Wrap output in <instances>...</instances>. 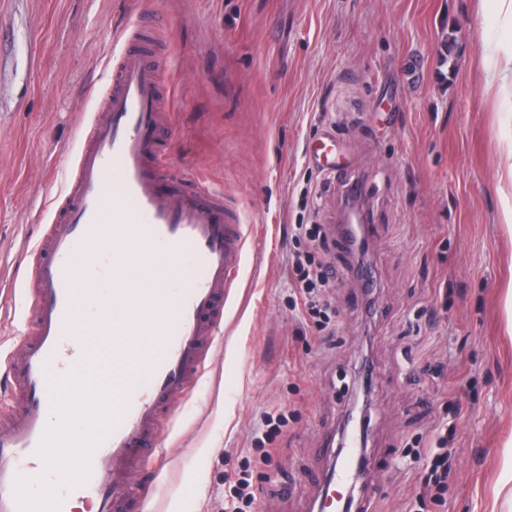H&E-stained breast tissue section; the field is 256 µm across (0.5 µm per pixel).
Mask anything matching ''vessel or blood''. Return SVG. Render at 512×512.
I'll return each mask as SVG.
<instances>
[{
	"instance_id": "1",
	"label": "vessel or blood",
	"mask_w": 512,
	"mask_h": 512,
	"mask_svg": "<svg viewBox=\"0 0 512 512\" xmlns=\"http://www.w3.org/2000/svg\"><path fill=\"white\" fill-rule=\"evenodd\" d=\"M153 39L144 15L120 32L112 93L87 125L46 240L33 250L31 332L22 351L4 361L24 404L0 425V512L64 510L59 494L40 499L33 488L51 456L49 431L68 433L62 386L82 381L98 361L93 342L72 338L81 304L96 293L75 258L99 245L104 225H111L113 243L150 255L144 272L154 286L140 294L124 288L117 254L100 269L115 284L113 304L126 311L113 320L112 333L130 337L135 350L129 357L113 348L119 399L89 424L81 454L58 473L61 484L94 500L97 512H128L127 473L155 447L162 416L173 415L202 372L239 280L246 237L236 209L223 188L181 177L167 161L171 114ZM342 190L347 216L339 237L350 252L357 224L370 220L371 193L359 177Z\"/></svg>"
}]
</instances>
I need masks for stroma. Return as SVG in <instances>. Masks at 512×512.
Wrapping results in <instances>:
<instances>
[{"label":"stroma","mask_w":512,"mask_h":512,"mask_svg":"<svg viewBox=\"0 0 512 512\" xmlns=\"http://www.w3.org/2000/svg\"><path fill=\"white\" fill-rule=\"evenodd\" d=\"M144 13L161 25L168 160L223 187L247 247L223 339L131 492L145 512H228L245 476L251 512H314L333 464L322 439L367 363L383 463L355 496L402 512L424 468L409 449L443 422L447 512H486L512 436V92L487 83L498 30L478 0H0V346L22 347L36 217L53 215L61 164L112 90L116 37ZM331 128L346 176L376 185L364 260L379 288L367 310L336 277L326 334L303 318L288 253L292 225L335 222L341 183L306 156Z\"/></svg>","instance_id":"35a3bbf8"}]
</instances>
